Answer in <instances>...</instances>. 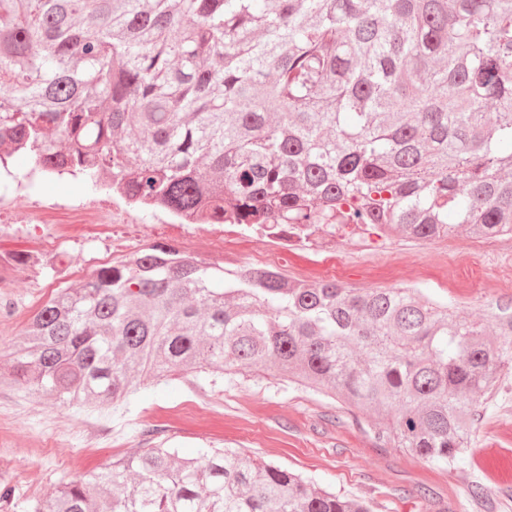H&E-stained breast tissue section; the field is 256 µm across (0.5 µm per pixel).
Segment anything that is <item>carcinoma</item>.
I'll return each mask as SVG.
<instances>
[{"instance_id": "carcinoma-1", "label": "carcinoma", "mask_w": 512, "mask_h": 512, "mask_svg": "<svg viewBox=\"0 0 512 512\" xmlns=\"http://www.w3.org/2000/svg\"><path fill=\"white\" fill-rule=\"evenodd\" d=\"M0 153L200 224L512 236V0H0ZM509 364L512 298L472 321L415 290L152 246L43 303L7 376L104 407L148 376L275 368L456 466ZM34 512L372 506L230 448L157 445Z\"/></svg>"}]
</instances>
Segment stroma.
I'll return each instance as SVG.
<instances>
[{"instance_id": "obj_1", "label": "stroma", "mask_w": 512, "mask_h": 512, "mask_svg": "<svg viewBox=\"0 0 512 512\" xmlns=\"http://www.w3.org/2000/svg\"><path fill=\"white\" fill-rule=\"evenodd\" d=\"M24 192L47 207L31 216L17 203L13 219L23 234L0 239V252L17 257L41 247L38 228L56 225L57 247L75 270L78 286L110 260L109 228L93 226L83 205L91 199L123 207V200L73 177L48 179L30 165L16 169ZM131 245L179 246L171 215L132 210ZM489 251L482 239L458 234L432 241L378 238L368 250L338 244V262L323 274L309 250L298 249L277 271L295 278L307 270L349 288H413L431 299L453 302L458 315L477 320L486 306L512 297V280L497 279L498 252L512 253V239ZM61 285L49 267L23 265L13 286L0 285V372L10 366L18 334ZM97 447H88L89 438ZM187 452L233 448L313 478L329 491L368 500L374 512H512V478L490 477L479 464L482 449L512 457V369L502 372L497 396L476 421L471 450L456 467H440L403 448L380 446L367 421L336 399L305 389L276 370L202 379L188 370L145 382L129 407H72L18 385H0V512H32L60 484L89 477L105 464L157 444ZM484 496H475L474 486Z\"/></svg>"}]
</instances>
